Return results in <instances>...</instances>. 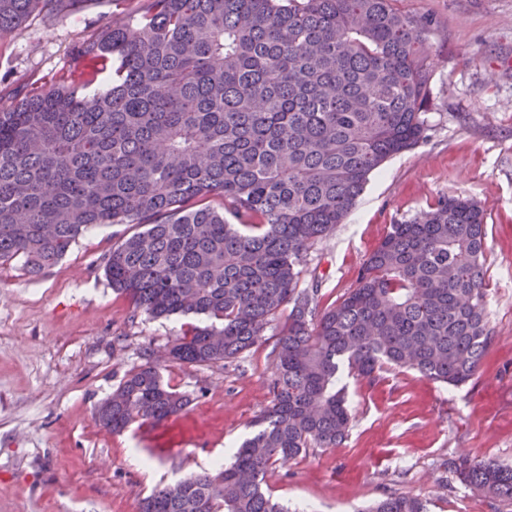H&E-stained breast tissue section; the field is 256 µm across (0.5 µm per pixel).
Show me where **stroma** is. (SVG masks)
<instances>
[{"label":"stroma","mask_w":512,"mask_h":512,"mask_svg":"<svg viewBox=\"0 0 512 512\" xmlns=\"http://www.w3.org/2000/svg\"><path fill=\"white\" fill-rule=\"evenodd\" d=\"M429 17L433 62L427 137L372 174L355 208L311 246L300 285L326 309L355 288L390 224L439 197L487 211V314L495 336L479 374L451 388L399 368L376 380L346 377L352 414L339 448L274 463L268 488L292 512H361L390 495L427 500L430 512H512L461 484L459 454L512 465V0H397ZM85 0L59 16L31 15L0 39V105L57 86L77 42L120 12ZM133 224L93 229L56 265L32 276L0 265V512H140L154 488L230 462L270 406L283 316L230 363H165L161 374L191 403L180 417L112 434L95 407L146 356L162 355L198 316L153 319L113 291L104 266Z\"/></svg>","instance_id":"1"}]
</instances>
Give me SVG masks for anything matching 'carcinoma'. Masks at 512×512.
<instances>
[{
  "instance_id": "1",
  "label": "carcinoma",
  "mask_w": 512,
  "mask_h": 512,
  "mask_svg": "<svg viewBox=\"0 0 512 512\" xmlns=\"http://www.w3.org/2000/svg\"><path fill=\"white\" fill-rule=\"evenodd\" d=\"M83 2L0 0V39ZM134 2L79 44L63 83L0 107V263L38 274L94 226H141L112 245L105 276L136 312L204 317L171 346L195 366L241 357L286 313L255 433L230 463L154 489L141 512H288L264 490L269 467L344 443L343 369L374 380L389 365L458 387L494 344L487 213L470 198L390 225L356 288L322 313L299 287L307 250L369 176L426 138L431 25L396 0ZM188 403L148 357L95 421L116 434ZM449 467L512 504V466L461 454ZM369 512L428 508L393 495Z\"/></svg>"
}]
</instances>
